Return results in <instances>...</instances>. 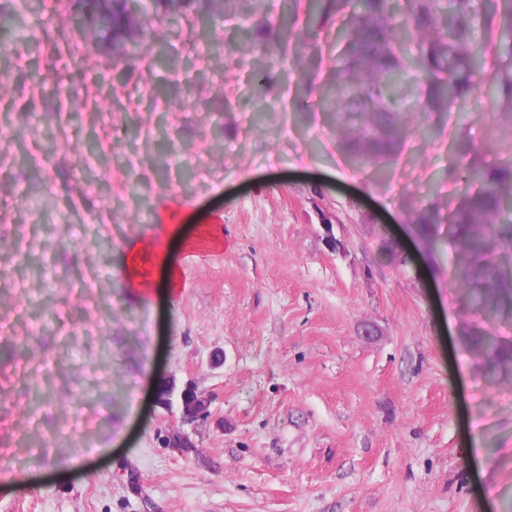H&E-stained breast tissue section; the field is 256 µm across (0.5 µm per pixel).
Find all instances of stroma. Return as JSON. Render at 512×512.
<instances>
[{"mask_svg": "<svg viewBox=\"0 0 512 512\" xmlns=\"http://www.w3.org/2000/svg\"><path fill=\"white\" fill-rule=\"evenodd\" d=\"M45 2L0 0V512H512V334L480 349L445 237L417 226L473 190L459 141L512 159L494 91L433 117L381 182L317 107L344 56L333 0L301 13L286 67L236 49L276 43L286 0H175L118 41ZM137 237L166 257L142 291ZM166 381L211 401L185 453ZM150 247L151 243L142 239H132L127 242L126 274L133 288L141 289L150 286L147 274L140 266L141 258L148 252Z\"/></svg>", "mask_w": 512, "mask_h": 512, "instance_id": "35a3bbf8", "label": "stroma"}]
</instances>
